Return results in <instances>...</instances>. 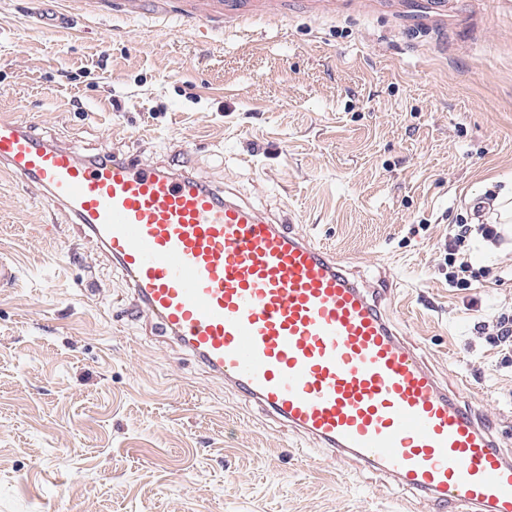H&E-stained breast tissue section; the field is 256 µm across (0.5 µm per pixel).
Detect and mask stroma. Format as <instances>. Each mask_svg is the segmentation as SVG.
<instances>
[{"label":"stroma","instance_id":"stroma-1","mask_svg":"<svg viewBox=\"0 0 512 512\" xmlns=\"http://www.w3.org/2000/svg\"><path fill=\"white\" fill-rule=\"evenodd\" d=\"M64 17L61 26L46 16ZM232 192L349 270L512 456V237L448 227L512 180V0H274L249 28L0 0V115ZM0 512H439L245 401L134 306L120 269L0 176ZM498 224H452L448 233V285L452 288L470 287V278L476 277L471 263L462 249L467 246L473 232L482 239L497 244L504 235V226L512 223V181L510 190L500 193L492 202ZM477 226V228L475 227ZM463 255V257H460ZM482 330H488L492 327L493 333L490 335L496 336V339L500 346L503 347L505 353L512 351V313L501 312L493 315L491 322H485Z\"/></svg>","mask_w":512,"mask_h":512}]
</instances>
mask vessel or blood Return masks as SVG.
I'll use <instances>...</instances> for the list:
<instances>
[{
    "mask_svg": "<svg viewBox=\"0 0 512 512\" xmlns=\"http://www.w3.org/2000/svg\"><path fill=\"white\" fill-rule=\"evenodd\" d=\"M152 3L205 22L239 0ZM0 169L35 185L124 272L181 351L249 402L448 512H512V461L326 248L195 177L132 158L79 159L0 118Z\"/></svg>",
    "mask_w": 512,
    "mask_h": 512,
    "instance_id": "vessel-or-blood-1",
    "label": "vessel or blood"
}]
</instances>
